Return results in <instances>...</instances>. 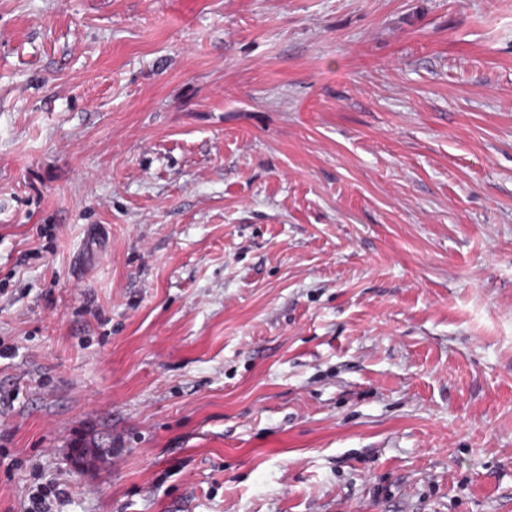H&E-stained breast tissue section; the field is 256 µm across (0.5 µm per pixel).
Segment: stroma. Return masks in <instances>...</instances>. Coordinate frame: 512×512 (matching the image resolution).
<instances>
[{"label":"stroma","instance_id":"obj_1","mask_svg":"<svg viewBox=\"0 0 512 512\" xmlns=\"http://www.w3.org/2000/svg\"><path fill=\"white\" fill-rule=\"evenodd\" d=\"M512 512V0H0V512ZM65 494L63 489H60L58 485L53 486L46 485L43 488L32 491L28 499V504H24L23 512H54L52 510L53 499L58 500Z\"/></svg>","mask_w":512,"mask_h":512}]
</instances>
